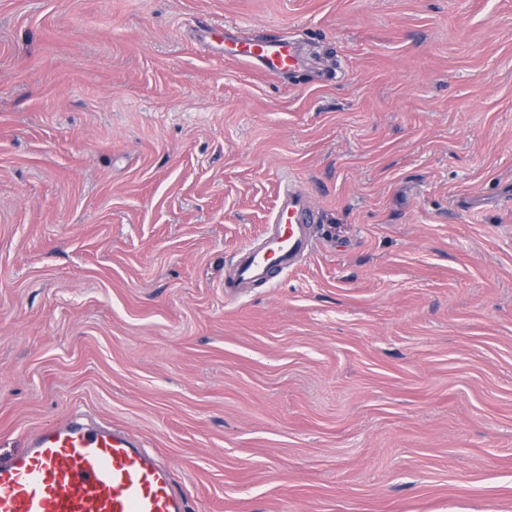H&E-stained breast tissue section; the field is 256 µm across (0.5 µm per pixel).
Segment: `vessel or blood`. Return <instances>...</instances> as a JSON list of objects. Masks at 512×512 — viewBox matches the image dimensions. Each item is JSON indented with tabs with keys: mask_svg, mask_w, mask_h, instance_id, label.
I'll return each instance as SVG.
<instances>
[{
	"mask_svg": "<svg viewBox=\"0 0 512 512\" xmlns=\"http://www.w3.org/2000/svg\"><path fill=\"white\" fill-rule=\"evenodd\" d=\"M226 54L271 76L293 72L303 53L285 35L229 42ZM311 198L295 187L279 194L275 229L240 249L230 288L272 281L313 248ZM0 512H188L171 472L119 428L92 429L77 417L48 426L28 448L0 462Z\"/></svg>",
	"mask_w": 512,
	"mask_h": 512,
	"instance_id": "vessel-or-blood-1",
	"label": "vessel or blood"
}]
</instances>
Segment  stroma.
I'll list each match as a JSON object with an SVG mask.
<instances>
[{
  "instance_id": "1",
  "label": "stroma",
  "mask_w": 512,
  "mask_h": 512,
  "mask_svg": "<svg viewBox=\"0 0 512 512\" xmlns=\"http://www.w3.org/2000/svg\"><path fill=\"white\" fill-rule=\"evenodd\" d=\"M73 414L189 512H512V0H0V458ZM224 55L265 75L283 76L301 64V48L286 35H267L248 38L244 42H227ZM315 209L311 198L293 185L278 195L272 224L275 229L258 246L240 249L235 277L225 288L232 297L234 288H247L257 282L268 283L295 266L298 259L313 248L311 225Z\"/></svg>"
}]
</instances>
